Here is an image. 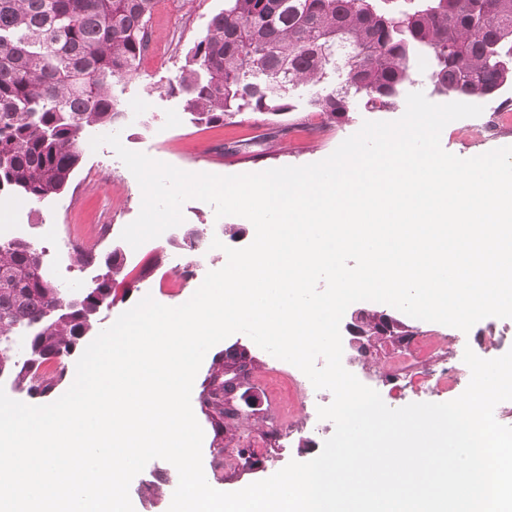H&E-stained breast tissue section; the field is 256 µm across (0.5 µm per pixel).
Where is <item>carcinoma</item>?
Masks as SVG:
<instances>
[{
    "label": "carcinoma",
    "mask_w": 512,
    "mask_h": 512,
    "mask_svg": "<svg viewBox=\"0 0 512 512\" xmlns=\"http://www.w3.org/2000/svg\"><path fill=\"white\" fill-rule=\"evenodd\" d=\"M225 0L190 50L176 82L184 110L200 124L246 112L291 111L299 84L318 87L314 112L338 120L350 100L382 110L415 82L430 59L432 92L450 101L512 89V0ZM156 0H0V193L38 205L68 189L86 135L124 119L112 83L137 72L148 49ZM107 273L81 303L50 279L42 252L25 239L0 242V376L31 395L63 379L65 360L97 330L112 304L124 257H103ZM30 337L18 361L2 344ZM237 354L215 361L201 407L224 428V396Z\"/></svg>",
    "instance_id": "1"
}]
</instances>
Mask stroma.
<instances>
[{
	"label": "stroma",
	"instance_id": "obj_1",
	"mask_svg": "<svg viewBox=\"0 0 512 512\" xmlns=\"http://www.w3.org/2000/svg\"><path fill=\"white\" fill-rule=\"evenodd\" d=\"M223 8L224 0H167L166 4L156 6L150 22L152 44L149 51L143 56L137 73L113 85V94L125 111L119 130L121 142L127 149L145 153L191 173L224 176L256 173L320 161L344 139L356 133L364 121H392L403 115L406 101L402 98L394 107L381 111L365 108L357 100L352 103L346 117L331 120L326 115L311 111V90L301 86L291 92L292 110L279 118L277 123L283 126L284 131L276 137H267L266 132L272 123L256 113L245 115L242 122L221 126L191 123L181 99L168 93L167 86L179 75L188 50L204 35L208 20ZM484 122V117L478 116L449 123L441 134L443 149L456 156L470 158L494 148L512 146V123L500 122L496 137L491 138ZM256 136L261 142L254 147L255 158L243 160L225 154V145ZM141 201L142 192L137 180L114 155L112 147L104 145L96 151L85 150L82 166L67 193L50 200L43 208H35L21 194L1 195L0 207L7 210V223H24V236L38 243L45 265L56 269L57 281L74 290L91 286L105 268L100 264H84L76 249L65 255L58 254L52 240L47 239L46 231L52 226L57 237L71 236L81 242L93 237L104 213H111L112 236L96 247L95 252L103 255L113 248H120L126 263L113 285L115 300L112 306L100 311L98 326L104 329L147 295L166 306L181 305L196 291L198 277L223 267L224 247H245L255 236L249 220L232 217L236 234L221 231L222 249H207L204 261L193 271L186 267L189 260L186 248L174 245L171 237L182 234L184 226L193 224H210L221 230L223 222L216 219L213 207L199 200L187 201L183 206V226L134 249L123 242L121 232L137 218ZM176 262L182 263L181 275L188 280L186 288L179 294L158 287L152 278L156 267L168 269ZM466 336L470 348L482 358L487 357L495 346L504 352L511 350L512 318H485L477 322ZM237 346L250 352L251 378L260 396L280 390L279 378L269 373V360L245 334L229 336L205 355L194 380L191 406L204 431L202 459L206 480L224 492L238 491L268 478L290 461H309L320 453L324 443L323 438L305 432V412L297 407L296 392L280 390L281 408L295 415L293 433L281 441L270 442V451L258 457L255 464L240 470L228 469L220 475L213 473L212 465L219 451H235L248 440L269 442L272 415L266 405L254 408L248 403H241L240 418L221 434L216 433L201 410L200 393L215 360ZM392 356V348L387 345L360 358L359 364L366 386L376 390L384 403L394 409L415 402L453 400L464 392L470 381L469 374H462L451 390L440 393L436 390L434 378L424 373L412 387L400 388L387 380ZM177 484L167 461H150L130 484L129 494L135 512H168Z\"/></svg>",
	"mask_w": 512,
	"mask_h": 512
}]
</instances>
